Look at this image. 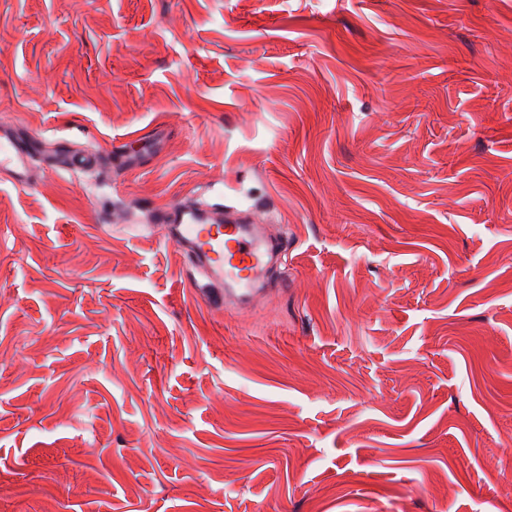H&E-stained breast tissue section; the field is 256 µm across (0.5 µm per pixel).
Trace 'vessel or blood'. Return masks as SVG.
<instances>
[{
  "label": "vessel or blood",
  "instance_id": "obj_1",
  "mask_svg": "<svg viewBox=\"0 0 512 512\" xmlns=\"http://www.w3.org/2000/svg\"><path fill=\"white\" fill-rule=\"evenodd\" d=\"M31 159L30 144L13 129L1 127L0 170H6L16 185L29 186ZM151 221L207 281L201 291L204 299L244 309L262 293L279 250L262 225L244 223L223 207L192 200L155 209Z\"/></svg>",
  "mask_w": 512,
  "mask_h": 512
}]
</instances>
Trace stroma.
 Wrapping results in <instances>:
<instances>
[{
    "instance_id": "35a3bbf8",
    "label": "stroma",
    "mask_w": 512,
    "mask_h": 512,
    "mask_svg": "<svg viewBox=\"0 0 512 512\" xmlns=\"http://www.w3.org/2000/svg\"><path fill=\"white\" fill-rule=\"evenodd\" d=\"M0 512H512V0H0ZM288 240L207 302L141 215ZM31 145L18 138L12 128H0V171L5 169L18 186L31 184Z\"/></svg>"
}]
</instances>
